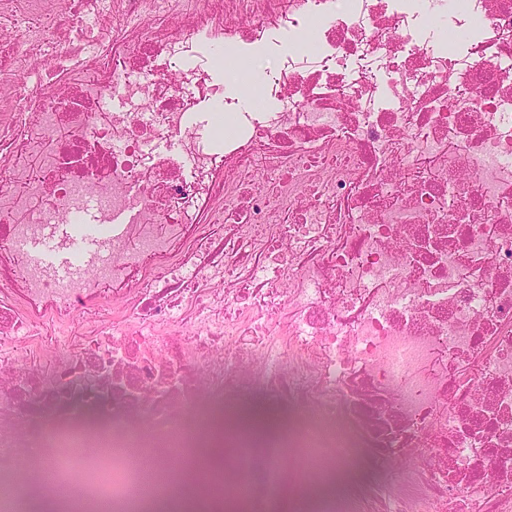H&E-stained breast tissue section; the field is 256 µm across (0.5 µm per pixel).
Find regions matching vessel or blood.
<instances>
[{
	"mask_svg": "<svg viewBox=\"0 0 512 512\" xmlns=\"http://www.w3.org/2000/svg\"><path fill=\"white\" fill-rule=\"evenodd\" d=\"M122 231V225L87 213L76 226L41 225L38 234L18 239L14 247L19 254L32 258L48 277L64 284L105 265L112 240Z\"/></svg>",
	"mask_w": 512,
	"mask_h": 512,
	"instance_id": "obj_1",
	"label": "vessel or blood"
}]
</instances>
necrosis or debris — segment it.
Listing matches in <instances>:
<instances>
[{"label": "necrosis or debris", "instance_id": "1", "mask_svg": "<svg viewBox=\"0 0 512 512\" xmlns=\"http://www.w3.org/2000/svg\"><path fill=\"white\" fill-rule=\"evenodd\" d=\"M248 55L263 112L213 65ZM209 101L232 137L189 125ZM91 202L131 224L52 292L13 244ZM78 311L79 346L44 339ZM0 337V512L50 466L61 512H141L129 486L252 389L306 414L298 447L399 467L346 512H512V0H0Z\"/></svg>", "mask_w": 512, "mask_h": 512}]
</instances>
